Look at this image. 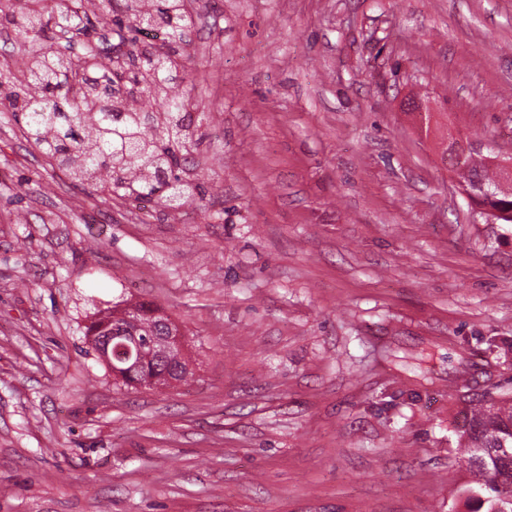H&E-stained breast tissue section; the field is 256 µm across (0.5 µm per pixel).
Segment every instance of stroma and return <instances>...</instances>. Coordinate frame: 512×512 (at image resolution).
<instances>
[{
    "instance_id": "stroma-1",
    "label": "stroma",
    "mask_w": 512,
    "mask_h": 512,
    "mask_svg": "<svg viewBox=\"0 0 512 512\" xmlns=\"http://www.w3.org/2000/svg\"><path fill=\"white\" fill-rule=\"evenodd\" d=\"M198 194L73 182L0 112V512H467L461 384L512 397V224L450 130L512 156V0H185ZM193 381L115 380L119 299ZM464 165L467 168V172L459 173L460 178L467 181H483L488 190L494 196L495 200L490 201L491 207L488 203H484V197L477 189H471L467 187L464 183L462 185L459 184L461 192L465 195L469 203L471 204L472 209L476 213H481L486 217V223L489 224H501L504 223L501 220H498L499 217H507L512 219V211L502 210L500 208H496L497 205L502 206H512V192H497L496 190V178L497 173L492 166L481 163L480 165H472L470 166L469 158L465 160ZM129 307H135L138 311V324L131 325L142 334L153 333L158 329V321L161 319L160 313L163 312L160 307L152 302L138 301L127 303L125 306L115 304L112 310L99 313L85 327V333L88 342L97 350L98 339L106 335L109 328L124 323V316Z\"/></svg>"
}]
</instances>
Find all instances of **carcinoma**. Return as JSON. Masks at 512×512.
Segmentation results:
<instances>
[{"label":"carcinoma","mask_w":512,"mask_h":512,"mask_svg":"<svg viewBox=\"0 0 512 512\" xmlns=\"http://www.w3.org/2000/svg\"><path fill=\"white\" fill-rule=\"evenodd\" d=\"M136 29L160 27L171 34L186 27L179 0H126ZM53 16L34 9L0 15V26H12L29 44L23 66L10 73L0 90V110L20 118L28 141L53 157L75 181L102 191L121 186L130 195L151 196L168 183L180 154L189 153L191 119L187 103L169 92L179 77L178 64L165 56L166 73L150 72L135 62L109 57L103 62L95 43L80 63L59 53L53 43ZM460 174L481 181L494 196L492 206H512V192L496 190L497 173L487 164L472 165ZM191 187L176 183L165 192L171 205L190 198ZM138 311L133 325L142 334L158 328L162 309L152 302L112 306L85 327L92 346L109 328L124 322L129 307ZM139 368L120 367L127 387L152 379L148 388L163 391L194 375L185 354L145 348ZM470 408L456 431L459 461L471 480L460 490L471 512H512V398L466 399Z\"/></svg>","instance_id":"obj_1"}]
</instances>
